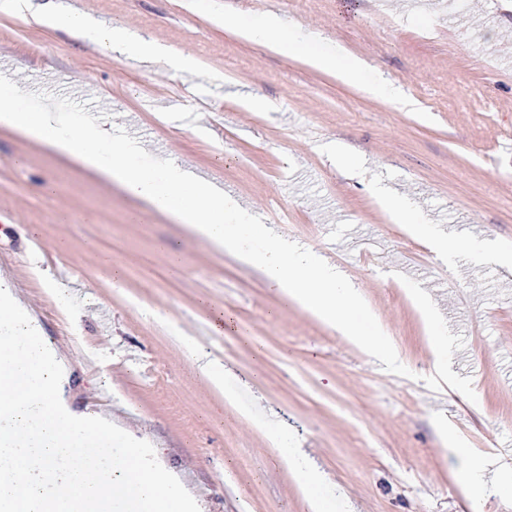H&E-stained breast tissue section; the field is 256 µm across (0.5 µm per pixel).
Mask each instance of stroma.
<instances>
[{
    "mask_svg": "<svg viewBox=\"0 0 512 512\" xmlns=\"http://www.w3.org/2000/svg\"><path fill=\"white\" fill-rule=\"evenodd\" d=\"M63 2L194 55L205 80L2 12L0 76L99 119L146 164L189 166L322 255L398 353L374 362L233 251L0 128V277L66 362L71 412L149 442L201 512H312L313 469L335 512H512V0ZM271 13L366 61L414 111L231 29ZM376 184L459 248L393 223ZM418 294L457 390L436 388ZM283 438L299 469L281 463ZM458 445L496 463L479 492L457 480Z\"/></svg>",
    "mask_w": 512,
    "mask_h": 512,
    "instance_id": "35a3bbf8",
    "label": "stroma"
}]
</instances>
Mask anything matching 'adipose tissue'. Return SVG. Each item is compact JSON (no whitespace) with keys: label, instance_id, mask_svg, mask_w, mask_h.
Masks as SVG:
<instances>
[{"label":"adipose tissue","instance_id":"1","mask_svg":"<svg viewBox=\"0 0 512 512\" xmlns=\"http://www.w3.org/2000/svg\"><path fill=\"white\" fill-rule=\"evenodd\" d=\"M0 11L19 18H32L41 25L64 32L91 35L113 50H130L178 70L197 68L195 56L178 52L155 40H143L122 27L95 26L85 14L61 8L33 9L31 0H0ZM237 32L250 40H262L277 52L303 56L312 66L360 81L374 98L385 99L400 110L414 104L400 89L383 78H366V64L359 58H344L341 52H315L287 31L277 16L258 24L240 23ZM0 127L38 145L50 155L90 173L97 181L119 185L147 207L185 225L196 237L217 248L233 246L254 232L248 215L223 189L190 170L169 165L158 169L140 163L136 144L108 134L94 120L66 122L50 105L29 106L21 89L0 81ZM243 260L260 267L267 280L292 302L336 328L346 340L373 358L388 363L395 353L383 332L367 330L361 320L364 304L354 284L314 251L274 233H267L262 248L246 251Z\"/></svg>","mask_w":512,"mask_h":512}]
</instances>
